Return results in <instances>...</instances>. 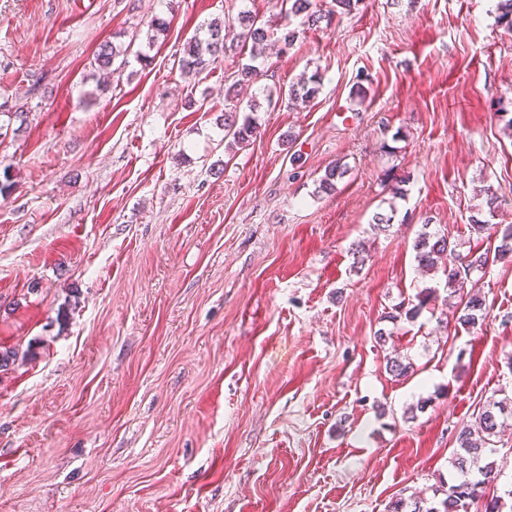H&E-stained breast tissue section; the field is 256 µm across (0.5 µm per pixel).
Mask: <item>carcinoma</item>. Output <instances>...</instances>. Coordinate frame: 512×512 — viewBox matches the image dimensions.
I'll return each mask as SVG.
<instances>
[{
    "label": "carcinoma",
    "instance_id": "cac0c4a2",
    "mask_svg": "<svg viewBox=\"0 0 512 512\" xmlns=\"http://www.w3.org/2000/svg\"><path fill=\"white\" fill-rule=\"evenodd\" d=\"M360 0H332L334 9L321 13L316 9L314 0H280L285 6L286 23L282 29L279 41L288 49L293 46L299 31L290 29L296 18L301 19L302 26H318L321 21L333 14H350L355 10ZM497 22L504 30L512 33V0H500L498 5ZM274 36V30L267 23L247 11H241L237 17L223 21L214 20L201 28L188 44L180 60L181 70L188 76L198 77L208 70L221 57L231 52L250 48L251 63L245 64L238 70L234 84L255 82L261 77V69L255 65L259 58L260 49ZM130 45H116L106 42L100 45L94 64L101 71H111L113 61L127 55ZM318 77L312 75L303 77L297 83L289 86L287 97L290 101L307 102L318 92ZM228 107L224 108V140L227 144L244 145L258 132L256 111L260 103L251 99L241 104L232 97H227ZM345 173L341 164L328 169L320 180L319 191L331 193L336 190L337 181ZM416 258L421 266L434 269L438 261L445 258L448 263L444 266L448 297L459 298L457 318L459 326L467 331L482 325L488 311L485 299L481 295L478 281L472 278L476 272L484 270L489 263V252L472 253L464 256L455 253L450 248L448 240L427 230L419 233L414 244ZM437 300L436 289L425 288L406 304L399 305L394 311L387 313L386 318L395 320L402 316L416 317L423 308ZM386 369L397 379L406 378L413 373L414 366L408 357H389L386 359ZM506 390L498 392L486 400L483 409L473 420L462 425L456 433V448L449 457V466L457 477L447 483V488L434 492L430 499L410 495L400 496L391 501L388 512H468L470 505L485 497L488 486L498 478L496 463L486 461V457L494 450V438L502 426L505 408L509 397ZM502 398H497V395ZM512 490L503 496H493L485 501L484 512H512Z\"/></svg>",
    "mask_w": 512,
    "mask_h": 512
}]
</instances>
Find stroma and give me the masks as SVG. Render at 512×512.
Listing matches in <instances>:
<instances>
[{
    "label": "stroma",
    "mask_w": 512,
    "mask_h": 512,
    "mask_svg": "<svg viewBox=\"0 0 512 512\" xmlns=\"http://www.w3.org/2000/svg\"><path fill=\"white\" fill-rule=\"evenodd\" d=\"M242 10L280 25L276 0H0V101L25 111L0 114V512H386L432 497L457 427L512 396V257L468 332L414 250L425 227L464 255L512 225L496 0H361L300 28L259 85L316 73L318 95L262 103L229 149L226 91L256 88L242 56L196 78L179 61ZM158 19L150 65L92 79L101 44ZM424 288L435 307L386 320Z\"/></svg>",
    "instance_id": "obj_1"
}]
</instances>
